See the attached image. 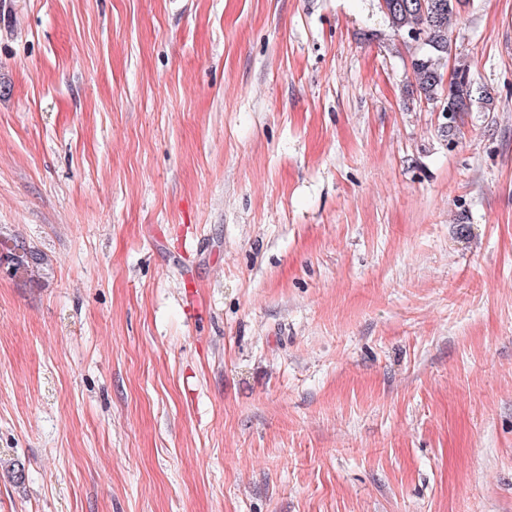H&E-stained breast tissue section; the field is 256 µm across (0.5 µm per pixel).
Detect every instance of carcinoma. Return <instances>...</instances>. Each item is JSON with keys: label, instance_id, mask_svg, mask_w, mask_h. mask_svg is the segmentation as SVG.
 <instances>
[{"label": "carcinoma", "instance_id": "1", "mask_svg": "<svg viewBox=\"0 0 512 512\" xmlns=\"http://www.w3.org/2000/svg\"><path fill=\"white\" fill-rule=\"evenodd\" d=\"M384 16L399 33L415 32L424 42L426 52L413 63L415 91L426 101H441L446 108L445 126L439 132L446 136L457 128L460 114L467 111L473 97L469 66L457 63L459 82L444 84L442 60L448 57V27L460 13L464 0H386Z\"/></svg>", "mask_w": 512, "mask_h": 512}]
</instances>
